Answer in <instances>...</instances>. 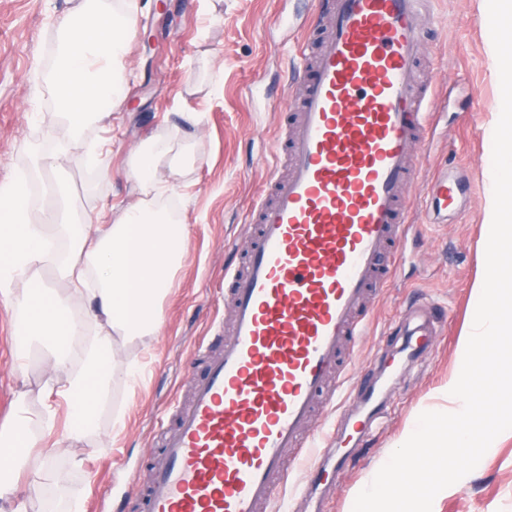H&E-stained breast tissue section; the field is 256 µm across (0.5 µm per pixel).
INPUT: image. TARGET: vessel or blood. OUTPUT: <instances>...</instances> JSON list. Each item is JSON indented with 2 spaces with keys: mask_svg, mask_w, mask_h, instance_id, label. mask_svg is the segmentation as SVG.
<instances>
[{
  "mask_svg": "<svg viewBox=\"0 0 512 512\" xmlns=\"http://www.w3.org/2000/svg\"><path fill=\"white\" fill-rule=\"evenodd\" d=\"M426 0H316L300 21L322 29L300 44L303 92L272 151L270 198L243 230L252 246L224 270L231 301L223 348L192 378L190 403L158 450L141 512H268L277 480L317 472L313 451L341 440L315 424L348 338L391 281L413 228L409 193L424 179L411 150L429 135L417 25ZM429 181L434 219L471 197L470 180L440 171Z\"/></svg>",
  "mask_w": 512,
  "mask_h": 512,
  "instance_id": "b4317fda",
  "label": "vessel or blood"
}]
</instances>
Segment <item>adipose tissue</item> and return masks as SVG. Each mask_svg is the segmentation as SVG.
<instances>
[{"label":"adipose tissue","mask_w":512,"mask_h":512,"mask_svg":"<svg viewBox=\"0 0 512 512\" xmlns=\"http://www.w3.org/2000/svg\"><path fill=\"white\" fill-rule=\"evenodd\" d=\"M135 29L130 15L110 10L106 0H84L79 12L64 14L56 24L60 65L51 79L62 120V142L78 138L101 117L102 103L121 109L124 97L114 67L122 62ZM198 161L192 145L179 131L150 139L128 156V174L141 197L112 223L89 215H73L65 204L44 210L40 223L29 221L27 189L17 183L0 187V300L22 311L16 335L25 337L17 349L25 358L28 342L49 344L54 366L64 376L42 391L46 418L64 404L68 419L65 438L83 442L97 427L98 407L112 383L118 341L157 335L164 301L187 254L188 226L171 215L160 199L172 193L175 178ZM50 266L72 287L87 288L81 316L71 310V296L46 287L32 270ZM81 343V359L69 367L73 341ZM28 420L18 417L0 429V445L12 443L17 430L27 433L24 446L0 474V504L27 512L17 498V480L29 469L36 444Z\"/></svg>","instance_id":"adipose-tissue-1"}]
</instances>
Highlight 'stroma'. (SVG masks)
<instances>
[{
  "mask_svg": "<svg viewBox=\"0 0 512 512\" xmlns=\"http://www.w3.org/2000/svg\"><path fill=\"white\" fill-rule=\"evenodd\" d=\"M81 0H0V184L18 179L53 185L32 171V154L54 151L58 131L46 115L58 107L50 89L56 62L55 24ZM129 13L136 35L120 72L124 107L88 126L70 146L62 172L71 204L111 223L140 191L127 174L129 152L172 132L182 112H194L192 133L199 161L178 178L168 203L189 225L188 253L163 306L158 335L121 344L117 367L137 361L135 384L114 379L100 410L99 428L70 445L62 436L65 414L46 420L40 392L56 376L49 352L39 346L16 369L12 338L16 312L0 302V426L25 415L36 428V462L21 484L39 482L43 494L28 512H112L132 477H147V449L159 445L161 426H172L175 401L190 394V376L202 373L201 347L216 351V326L229 321L224 304L227 241L250 247L241 232L262 199L274 166L272 143L287 121L281 105L299 97L290 69L302 32L295 23L308 0H112ZM422 63L446 71L428 99L431 131L424 147L428 172L458 162L476 185L472 204L447 223H430L418 187L412 200L422 229L403 247L399 268L375 300L371 324L349 354L354 367L382 389L378 426L338 448L341 463L320 485L307 486L293 471L285 493L318 498L323 512H353L363 484L371 482L406 430L425 411L456 407L444 397L460 372L459 338L473 322L479 301L473 282L484 274L479 243L485 236V203L492 187V140L501 105L487 0H434L419 17ZM98 143L102 167L90 169L83 142ZM424 325L422 356L392 363V335L404 323ZM432 512H512V430L501 433L477 467L434 499Z\"/></svg>",
  "mask_w": 512,
  "mask_h": 512,
  "instance_id": "obj_1",
  "label": "stroma"
}]
</instances>
